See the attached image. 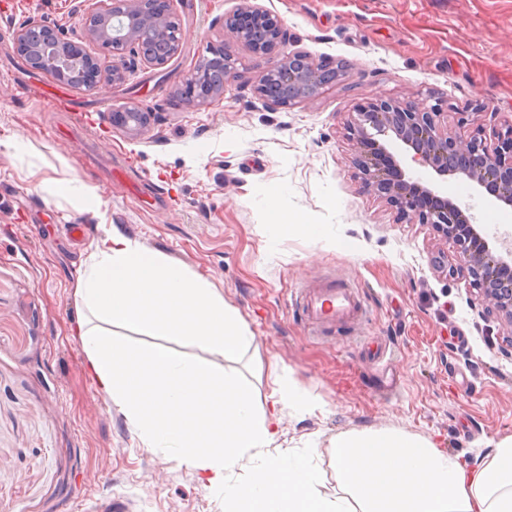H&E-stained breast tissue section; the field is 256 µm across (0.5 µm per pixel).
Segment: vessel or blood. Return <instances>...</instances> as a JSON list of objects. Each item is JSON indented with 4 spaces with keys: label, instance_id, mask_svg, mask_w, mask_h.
<instances>
[{
    "label": "vessel or blood",
    "instance_id": "vessel-or-blood-1",
    "mask_svg": "<svg viewBox=\"0 0 512 512\" xmlns=\"http://www.w3.org/2000/svg\"><path fill=\"white\" fill-rule=\"evenodd\" d=\"M290 304L316 328L357 324L366 319L368 309L359 290L332 278H323L290 294Z\"/></svg>",
    "mask_w": 512,
    "mask_h": 512
}]
</instances>
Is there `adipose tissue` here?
<instances>
[{
    "label": "adipose tissue",
    "instance_id": "adipose-tissue-1",
    "mask_svg": "<svg viewBox=\"0 0 512 512\" xmlns=\"http://www.w3.org/2000/svg\"><path fill=\"white\" fill-rule=\"evenodd\" d=\"M76 295L81 308L71 336L93 384L147 447L223 489L224 512H512L511 435L472 465L429 436L341 431L329 441L331 489L315 448L277 444L284 414L317 407L293 380L270 370L269 391L260 396L237 372L119 340L116 327H137L234 360L254 337L207 280L116 230L97 239ZM243 460L253 465L250 479L230 482L228 470Z\"/></svg>",
    "mask_w": 512,
    "mask_h": 512
}]
</instances>
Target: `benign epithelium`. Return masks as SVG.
<instances>
[{
  "instance_id": "benign-epithelium-1",
  "label": "benign epithelium",
  "mask_w": 512,
  "mask_h": 512,
  "mask_svg": "<svg viewBox=\"0 0 512 512\" xmlns=\"http://www.w3.org/2000/svg\"><path fill=\"white\" fill-rule=\"evenodd\" d=\"M176 0H96L79 30L64 32L29 20L14 38L12 51L20 58L36 55L37 69L72 85L77 74L72 64L82 62L93 71L88 87L100 83L122 84L138 62L164 67L180 53L183 31L175 8ZM224 29L231 42L246 46L265 60L266 68L257 92L275 108L297 101H310L329 83L335 64L316 60L304 51L280 56L276 49L284 32L278 17L253 5L224 17ZM98 44L101 55L86 51L85 43ZM229 42V43H231ZM229 43L210 52L224 56V70L211 81L204 65L197 63L184 79L178 104L198 109L224 98L236 78ZM454 114L460 126L469 113L453 112L442 101L433 104L401 105L395 101L370 103L358 118L348 123L350 134L360 145L374 143L370 133L392 134L414 152L412 159L429 165L438 176H455L478 187L507 206H512V122L487 133L476 129L462 138L442 125L444 113ZM151 114L135 103L112 110V124L132 136L150 123ZM363 174V187L386 197L399 212L420 224H430L458 254L456 273L471 279L473 289L487 302L484 314L506 323L511 331L506 345L512 347V244L500 242L496 254L489 241L455 204L433 189L406 179L394 164L387 172L378 167L372 154L360 152L356 159Z\"/></svg>"
}]
</instances>
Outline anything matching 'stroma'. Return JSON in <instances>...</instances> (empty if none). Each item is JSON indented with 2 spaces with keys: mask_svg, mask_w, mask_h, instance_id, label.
Masks as SVG:
<instances>
[{
  "mask_svg": "<svg viewBox=\"0 0 512 512\" xmlns=\"http://www.w3.org/2000/svg\"><path fill=\"white\" fill-rule=\"evenodd\" d=\"M258 4L278 16L280 54L345 60V78L311 101L274 109L256 94L264 65L235 45L239 77L219 105L186 110L176 92L226 15ZM91 0H0V512H224V495L187 466L146 447L87 378L68 336L75 282L103 230L113 228L201 276L234 306L263 361H276L319 404L284 415L278 443L321 436L318 464L335 487L326 439L339 429L395 428L432 435L473 461L512 435V349L507 325L483 316L468 278L453 274L452 244L364 190L360 148L347 122L368 101L440 98L468 113L452 126L512 120V0H177L181 52L162 68L137 65L125 83L78 89L82 111L55 112L33 88L55 79L11 50L30 18L78 29ZM152 112L140 135L113 126L114 108ZM407 177L471 208L487 236L512 234V207L441 179L390 136L380 139ZM96 189L83 213L56 184ZM322 225L318 240L269 242L273 210ZM87 231L73 238L69 228ZM333 275L359 288L368 324L316 335L288 303L291 289ZM386 345L387 365L368 346Z\"/></svg>",
  "mask_w": 512,
  "mask_h": 512,
  "instance_id": "stroma-1",
  "label": "stroma"
}]
</instances>
